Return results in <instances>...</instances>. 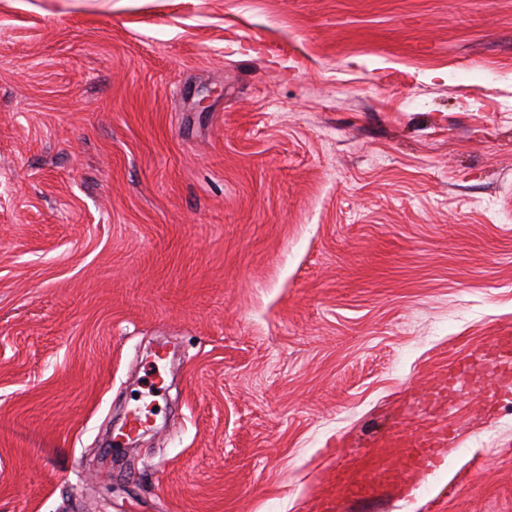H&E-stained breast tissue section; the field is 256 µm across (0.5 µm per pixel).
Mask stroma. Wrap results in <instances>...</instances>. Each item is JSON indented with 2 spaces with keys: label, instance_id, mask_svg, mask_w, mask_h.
<instances>
[{
  "label": "stroma",
  "instance_id": "obj_1",
  "mask_svg": "<svg viewBox=\"0 0 512 512\" xmlns=\"http://www.w3.org/2000/svg\"><path fill=\"white\" fill-rule=\"evenodd\" d=\"M505 328L512 0H0V512H512ZM395 430L380 439L382 448H403L402 469L404 483L415 489L442 461L446 449L456 439L455 431L447 423L429 429L427 426H411L400 418ZM376 468L373 457L368 453L350 455L336 468V489L347 487L354 478L366 480L375 474Z\"/></svg>",
  "mask_w": 512,
  "mask_h": 512
}]
</instances>
